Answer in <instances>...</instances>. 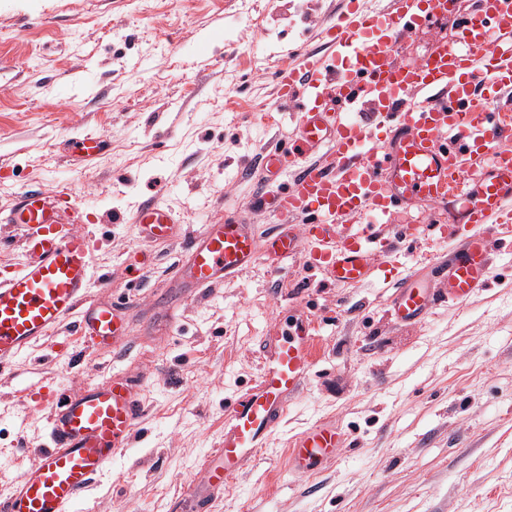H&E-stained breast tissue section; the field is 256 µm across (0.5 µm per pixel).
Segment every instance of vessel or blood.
<instances>
[{
  "instance_id": "obj_1",
  "label": "vessel or blood",
  "mask_w": 512,
  "mask_h": 512,
  "mask_svg": "<svg viewBox=\"0 0 512 512\" xmlns=\"http://www.w3.org/2000/svg\"><path fill=\"white\" fill-rule=\"evenodd\" d=\"M450 16L453 36L436 39L422 59L400 54L414 33ZM278 85L297 137L266 155V169L274 177L291 162L298 171L257 197L281 219L270 242L276 260L305 255L328 281L354 287L372 275L378 257L411 237L404 215L445 206L464 228L447 266L400 282L389 317L419 322L438 304L464 303L487 287L490 232L512 223V152L502 147L512 141V115L489 108L485 94L489 86L512 89V0H476L465 12L457 0H392L379 11L349 0L324 51L282 68ZM71 147L89 162L108 141L83 133ZM292 215L299 223H289ZM132 222L146 242L167 240L181 226L158 200L140 204ZM0 223L14 227L24 248L21 267L0 277V370L74 314L87 347L110 339L127 347L134 329L120 308L89 299L95 243L69 187L21 189L0 208ZM385 224L394 225L392 238L382 237ZM258 258L253 228L239 217L203 223L174 265L177 303L246 272ZM314 339L312 321L294 318L266 342L256 382L225 408L224 440L205 456L202 478L184 482L175 512H205L258 457L308 378ZM141 394V381L121 374L77 394L35 392L50 408L46 449L0 498V512H76L94 477L130 451ZM342 446L335 424L317 422L292 440L287 463L313 475Z\"/></svg>"
}]
</instances>
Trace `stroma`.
<instances>
[{"instance_id":"35a3bbf8","label":"stroma","mask_w":512,"mask_h":512,"mask_svg":"<svg viewBox=\"0 0 512 512\" xmlns=\"http://www.w3.org/2000/svg\"><path fill=\"white\" fill-rule=\"evenodd\" d=\"M346 0H0V206L26 186L69 185L91 213L90 300L129 301L141 332L122 352L86 351L76 318L0 373V497L44 451L48 411L29 388L77 393L120 372L144 382L131 451L95 477L79 512H173L182 484L222 440L224 408L257 379L279 315L316 326L314 367L284 423L209 512H512V236L491 242L492 284L419 323L391 321L393 287L430 276L451 243L425 233L447 209L411 214L422 234L353 288L305 257L260 259L175 310L185 237L225 213L264 243L254 210L261 159L294 124L276 74L320 48ZM81 133L106 137L93 164L65 157ZM172 206L181 236L147 243L130 215ZM336 423L346 445L312 477L286 462L293 435Z\"/></svg>"}]
</instances>
